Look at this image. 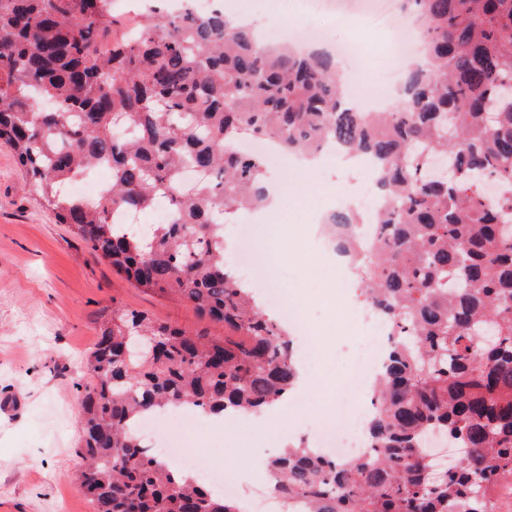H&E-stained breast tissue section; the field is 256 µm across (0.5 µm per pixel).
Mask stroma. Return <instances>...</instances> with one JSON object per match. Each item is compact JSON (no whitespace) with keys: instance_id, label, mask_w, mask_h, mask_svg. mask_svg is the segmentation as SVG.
Returning <instances> with one entry per match:
<instances>
[{"instance_id":"stroma-1","label":"stroma","mask_w":512,"mask_h":512,"mask_svg":"<svg viewBox=\"0 0 512 512\" xmlns=\"http://www.w3.org/2000/svg\"><path fill=\"white\" fill-rule=\"evenodd\" d=\"M222 2L225 9L259 15L269 30L287 19L332 28L337 38L356 41L364 61L363 89H378L385 79L390 50L379 19L313 14L306 0ZM303 178L304 191L289 190L263 224H254L248 214L238 218L255 227L253 240L267 257V285L301 295V310L319 348L307 408L286 412L289 428L302 437L308 428L334 419L337 407L346 408L350 421L363 410L361 396L346 390L345 381L364 338L354 319L321 301L332 276L328 254L317 240L322 210H336L345 198L361 200L372 189L333 152ZM293 248L307 255L306 264H289ZM116 306L215 337L224 334L223 324L203 320L189 303L135 287L55 223L11 151L0 145V512H95L73 479L82 467L77 425L87 358L101 321ZM318 401L328 402V411L311 410ZM251 437L250 420L241 418L233 434L214 439L202 431L194 438L211 445L224 468L225 496H234L235 483L244 479L229 462Z\"/></svg>"}]
</instances>
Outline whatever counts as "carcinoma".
<instances>
[{
	"instance_id": "obj_1",
	"label": "carcinoma",
	"mask_w": 512,
	"mask_h": 512,
	"mask_svg": "<svg viewBox=\"0 0 512 512\" xmlns=\"http://www.w3.org/2000/svg\"><path fill=\"white\" fill-rule=\"evenodd\" d=\"M423 22L422 60L385 112L346 106L330 57L272 50L224 9L143 0L111 37V0H0V144L56 223L138 287L189 302L224 337L112 309L87 360L78 480L96 512H241L144 447L138 421L189 408L257 414L293 391L288 327L224 261L222 227L266 196L271 137L375 163L369 221L334 212L358 294L391 331L366 449L348 460L302 441L271 459L286 512H512V0H402ZM106 164L95 201L66 191ZM192 169L201 175L188 186ZM171 218L148 235L117 212ZM375 240L348 249L352 228ZM461 451L435 475L428 439Z\"/></svg>"
}]
</instances>
